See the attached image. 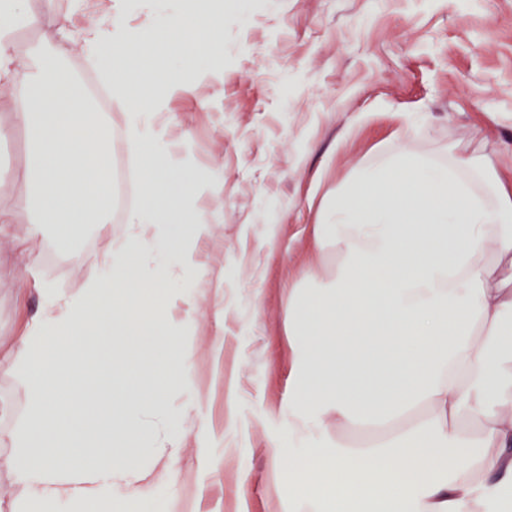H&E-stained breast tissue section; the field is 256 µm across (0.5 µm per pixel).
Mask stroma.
<instances>
[{"instance_id":"35a3bbf8","label":"stroma","mask_w":512,"mask_h":512,"mask_svg":"<svg viewBox=\"0 0 512 512\" xmlns=\"http://www.w3.org/2000/svg\"><path fill=\"white\" fill-rule=\"evenodd\" d=\"M224 62L202 63L193 94L174 101L185 166L212 169L204 200L224 213L195 258L201 289L180 282L175 311L189 315L203 400L180 390L186 448L142 465L160 479L150 512H267L274 486L268 436L288 397V286L308 262L310 199L386 148L438 157L477 154L512 180V0H235ZM56 18L14 32L18 56L59 38ZM71 13V12H70ZM17 92L0 87V512H17L8 464L23 411L12 361L43 304L101 273L123 223L91 229L76 256L49 253V228L31 234L26 128ZM209 102L199 111L197 100ZM26 280L27 290L16 283Z\"/></svg>"}]
</instances>
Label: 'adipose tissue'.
I'll return each instance as SVG.
<instances>
[{"mask_svg": "<svg viewBox=\"0 0 512 512\" xmlns=\"http://www.w3.org/2000/svg\"><path fill=\"white\" fill-rule=\"evenodd\" d=\"M155 20L132 27L127 0L17 64L13 31L34 23L23 0H0V84L15 85L31 148L37 221L64 227L49 249L73 253L111 221L107 157L112 129L65 64L77 39L112 89L127 151L141 161L139 202L102 276L60 298L47 292L14 361L26 414L11 463L24 512H148L151 483L134 460L147 445L182 451L171 405L193 387V345L172 314L174 269L193 265L190 244L221 221L223 203L193 206L204 175L177 159L167 109L193 89L202 59L218 60L230 0H153ZM207 30L210 48L195 47ZM342 264L328 275L322 259ZM512 256V186L471 158L439 161L408 146L362 162L318 201L310 260L288 292L290 367L283 430L269 441L274 482L293 486V512H512V267L494 273L489 253ZM154 350L150 391L124 389L133 424L106 461L90 453L116 405L85 423L81 388L106 359ZM368 427L374 441L345 432ZM122 476L115 486L113 476Z\"/></svg>", "mask_w": 512, "mask_h": 512, "instance_id": "ef3b65f1", "label": "adipose tissue"}]
</instances>
